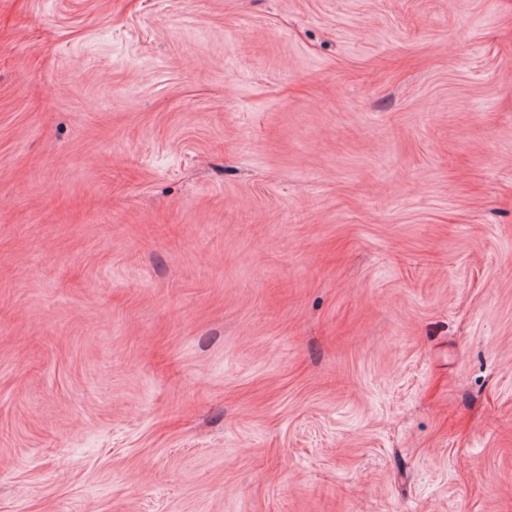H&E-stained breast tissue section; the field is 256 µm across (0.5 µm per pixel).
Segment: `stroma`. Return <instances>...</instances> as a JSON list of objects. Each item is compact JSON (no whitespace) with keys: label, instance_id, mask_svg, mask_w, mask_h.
<instances>
[{"label":"stroma","instance_id":"1","mask_svg":"<svg viewBox=\"0 0 512 512\" xmlns=\"http://www.w3.org/2000/svg\"><path fill=\"white\" fill-rule=\"evenodd\" d=\"M0 512H512V0H0Z\"/></svg>","mask_w":512,"mask_h":512}]
</instances>
